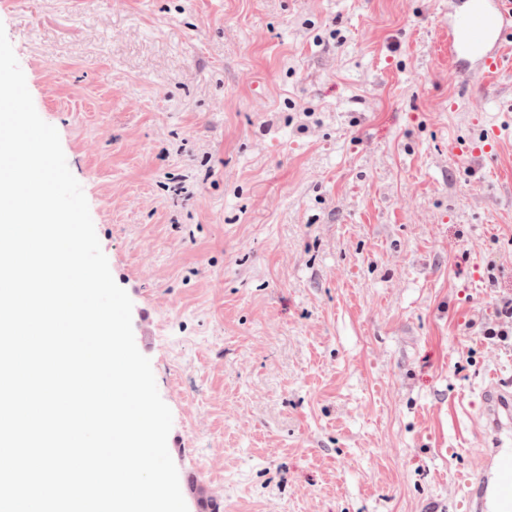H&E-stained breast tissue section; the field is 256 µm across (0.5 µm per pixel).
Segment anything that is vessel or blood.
<instances>
[{
	"mask_svg": "<svg viewBox=\"0 0 512 512\" xmlns=\"http://www.w3.org/2000/svg\"><path fill=\"white\" fill-rule=\"evenodd\" d=\"M512 37V0H448V64L461 76H490ZM483 463L460 475L453 512H512V384L489 377L482 392Z\"/></svg>",
	"mask_w": 512,
	"mask_h": 512,
	"instance_id": "vessel-or-blood-1",
	"label": "vessel or blood"
}]
</instances>
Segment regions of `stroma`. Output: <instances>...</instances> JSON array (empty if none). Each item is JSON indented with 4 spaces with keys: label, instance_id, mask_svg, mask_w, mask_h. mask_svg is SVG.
Segmentation results:
<instances>
[{
    "label": "stroma",
    "instance_id": "obj_1",
    "mask_svg": "<svg viewBox=\"0 0 512 512\" xmlns=\"http://www.w3.org/2000/svg\"><path fill=\"white\" fill-rule=\"evenodd\" d=\"M0 26L134 309L189 512H446L512 294V65L448 0H17ZM491 153H467L487 127ZM510 0H448V65L460 76H490L512 35ZM482 335L489 340H496L512 345V298L501 299L497 305V318L490 326L482 329Z\"/></svg>",
    "mask_w": 512,
    "mask_h": 512
}]
</instances>
